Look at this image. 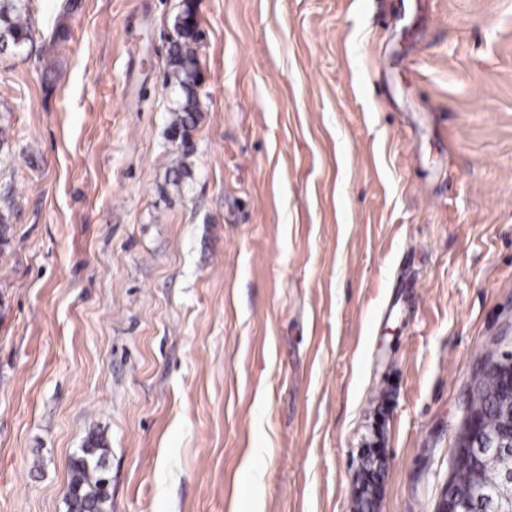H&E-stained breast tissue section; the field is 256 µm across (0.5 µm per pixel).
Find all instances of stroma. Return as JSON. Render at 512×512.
Returning <instances> with one entry per match:
<instances>
[{
	"label": "stroma",
	"instance_id": "obj_1",
	"mask_svg": "<svg viewBox=\"0 0 512 512\" xmlns=\"http://www.w3.org/2000/svg\"><path fill=\"white\" fill-rule=\"evenodd\" d=\"M71 2L0 53V512L93 434L109 512H356L373 444L374 512H435L512 350V0ZM175 41L169 52V69L165 82L179 93L176 107L171 111L174 120L171 125L175 135L184 140L186 131L194 127L197 116V88L200 81V67L197 56L199 26L192 7H186L174 25ZM385 456L381 448H365L360 459V465L353 474V482L355 483V496L357 498V509L362 499H374L379 489V478L371 476V470L374 464H381L385 467Z\"/></svg>",
	"mask_w": 512,
	"mask_h": 512
}]
</instances>
